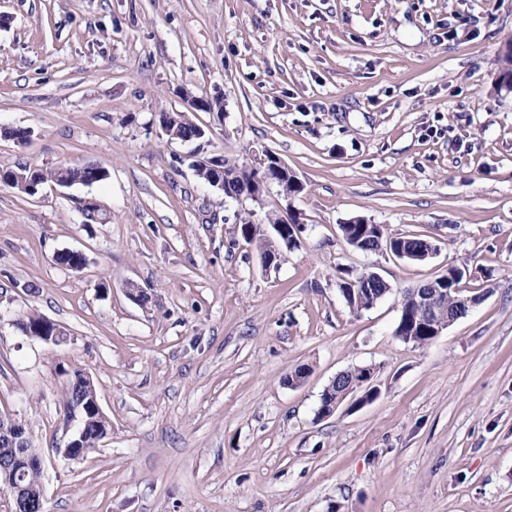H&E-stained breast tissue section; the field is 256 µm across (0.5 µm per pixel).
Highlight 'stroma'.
Returning a JSON list of instances; mask_svg holds the SVG:
<instances>
[{
  "label": "stroma",
  "mask_w": 512,
  "mask_h": 512,
  "mask_svg": "<svg viewBox=\"0 0 512 512\" xmlns=\"http://www.w3.org/2000/svg\"><path fill=\"white\" fill-rule=\"evenodd\" d=\"M510 39L512 0H0V165L108 173L0 184V414L40 451L44 512H512ZM163 112L205 138L169 139ZM265 150L300 194L231 200L190 166ZM251 210L305 226L276 267L241 233ZM355 218L437 253L355 250ZM452 266L478 303L402 342L403 291ZM343 269L391 290L353 313ZM33 314L69 342L25 336ZM355 366L376 396L320 416ZM77 370L112 429L72 461L56 450ZM14 169H25L26 176L30 179L33 187L37 189V191L30 195L28 192H24L27 195L35 196L44 185L48 183H54L55 179H65L62 180L55 185L59 187H70L71 183L77 184H94L103 180L107 173L104 169L98 167L96 170L91 169L84 165H66L62 167H30V166H15L13 167H0V181L9 185L7 182V178L10 176V171ZM4 171V177L2 178L1 172ZM25 174L17 173L14 178H12L11 183L15 185L16 188L21 190L27 189L29 187L28 179ZM68 180V181H66ZM70 181V182H69Z\"/></svg>",
  "instance_id": "obj_1"
}]
</instances>
